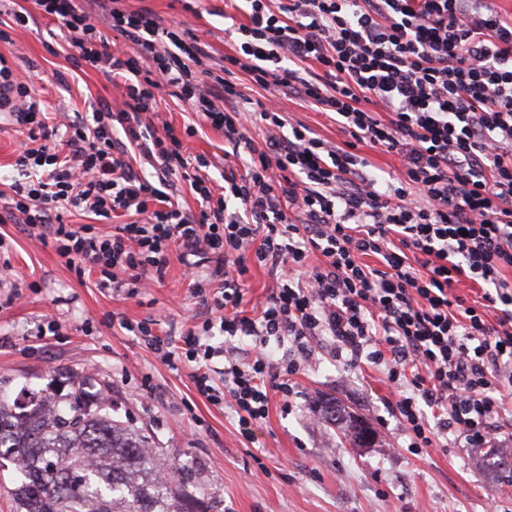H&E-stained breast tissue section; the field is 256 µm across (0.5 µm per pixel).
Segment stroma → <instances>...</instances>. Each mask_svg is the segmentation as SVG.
Instances as JSON below:
<instances>
[{"label":"stroma","mask_w":512,"mask_h":512,"mask_svg":"<svg viewBox=\"0 0 512 512\" xmlns=\"http://www.w3.org/2000/svg\"><path fill=\"white\" fill-rule=\"evenodd\" d=\"M146 5L165 24L182 23L206 44L213 60L233 53L239 41L232 27L242 21L240 0H195L186 12L181 0H126ZM28 9L26 26L13 24L14 11ZM0 55L14 60L19 81L33 85L50 111L85 113L117 91L100 71L74 67L56 20L35 11L33 0H0ZM251 102L274 99L284 116L302 121L321 138L343 144L335 121L288 94L268 92L238 74ZM176 128L191 125L189 155H206L208 174L223 185L224 172L240 163L226 158L224 134L200 124L188 104L163 94L160 105ZM26 136L0 117V237L9 244L11 270L0 273V391L16 396L22 387L40 389L54 370L69 367L87 376L88 391H109L119 414L144 430L166 457L196 470L218 512H487L497 504L512 512V484L495 475L473 448H432L414 455L389 414L390 386L383 369L349 370L332 358L329 339L314 343L313 359L294 377L289 399L274 396L256 442L239 433L230 409L208 403L195 390L187 366L161 363L121 320L155 319L161 333L179 337L201 324L208 311L191 296L183 267L172 260L163 278L148 277L137 295L96 287L78 279L51 244L30 238L10 218L7 203L18 174L13 164ZM57 327L46 332L44 319ZM367 418L376 433L365 448L349 445L336 426L319 415L328 397Z\"/></svg>","instance_id":"35a3bbf8"}]
</instances>
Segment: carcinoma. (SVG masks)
<instances>
[{
  "mask_svg": "<svg viewBox=\"0 0 512 512\" xmlns=\"http://www.w3.org/2000/svg\"><path fill=\"white\" fill-rule=\"evenodd\" d=\"M63 394L49 385L13 402L0 398V467L23 481L17 512H211V498L187 491L197 474L169 462L151 436L116 416L112 401L71 379ZM320 415L339 424L354 447L371 440L362 421L336 401Z\"/></svg>",
  "mask_w": 512,
  "mask_h": 512,
  "instance_id": "1",
  "label": "carcinoma"
}]
</instances>
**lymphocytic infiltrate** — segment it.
<instances>
[{
  "mask_svg": "<svg viewBox=\"0 0 512 512\" xmlns=\"http://www.w3.org/2000/svg\"><path fill=\"white\" fill-rule=\"evenodd\" d=\"M247 3L239 47L213 67L199 37L149 7L35 0L60 24L76 66L105 74L122 101L51 125L0 55V112L27 132L11 212L101 288L163 275L177 248L214 255L213 277L188 275L212 317L185 331L182 352L155 320L125 328L162 363L191 367L197 393L230 409L244 438L268 417L273 393L293 395L312 339L330 336L345 367L384 366L386 405L412 454L442 447L448 433L491 447L512 428V11L493 0ZM108 29L128 49L112 48ZM237 71L334 114L347 141L331 145L272 103L236 106ZM167 90L241 158L223 190L163 119ZM258 123L259 142L246 134ZM364 145L398 157L390 180L367 173ZM134 148L160 170L158 183L134 170ZM173 175L197 212L164 192ZM67 212L89 221L69 224ZM250 258L276 280L254 319L239 312ZM470 282L482 289L473 302L459 293ZM215 332L223 343H209ZM239 336L253 337L251 355L225 356Z\"/></svg>",
  "mask_w": 512,
  "mask_h": 512,
  "instance_id": "obj_1",
  "label": "lymphocytic infiltrate"
}]
</instances>
